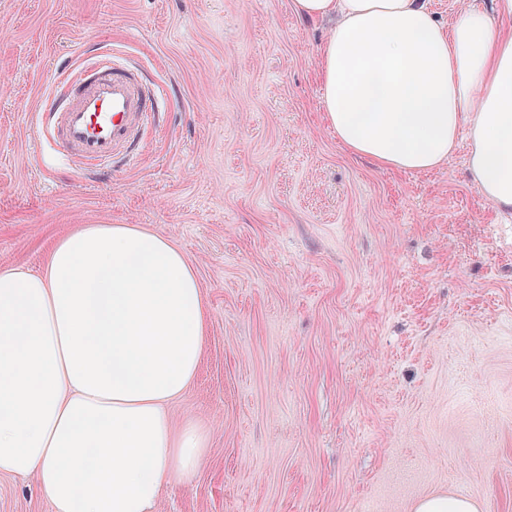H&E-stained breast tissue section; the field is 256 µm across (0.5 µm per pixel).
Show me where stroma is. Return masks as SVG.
<instances>
[{
	"label": "stroma",
	"instance_id": "stroma-1",
	"mask_svg": "<svg viewBox=\"0 0 512 512\" xmlns=\"http://www.w3.org/2000/svg\"><path fill=\"white\" fill-rule=\"evenodd\" d=\"M325 21L291 0H0V269L80 224L170 238L208 325L174 427L210 433L159 512H512V217L466 143L429 172L353 155L321 110ZM117 54L169 99L138 162L90 175L35 131ZM0 512H53L0 476ZM415 512H478L472 501L447 495H437L422 499L415 507Z\"/></svg>",
	"mask_w": 512,
	"mask_h": 512
}]
</instances>
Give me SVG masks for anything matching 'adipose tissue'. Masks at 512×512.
<instances>
[{
  "instance_id": "obj_1",
  "label": "adipose tissue",
  "mask_w": 512,
  "mask_h": 512,
  "mask_svg": "<svg viewBox=\"0 0 512 512\" xmlns=\"http://www.w3.org/2000/svg\"><path fill=\"white\" fill-rule=\"evenodd\" d=\"M333 20L320 50L321 106L354 155L428 171L468 139L479 194L512 212V0H292ZM207 307L185 254L128 224H82L45 267L0 270V476L33 477L54 512H158L193 478L209 433L174 429ZM487 0H429L431 8L443 23L453 21L455 14L467 3L484 8Z\"/></svg>"
}]
</instances>
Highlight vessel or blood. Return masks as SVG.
I'll return each mask as SVG.
<instances>
[{
  "label": "vessel or blood",
  "instance_id": "1",
  "mask_svg": "<svg viewBox=\"0 0 512 512\" xmlns=\"http://www.w3.org/2000/svg\"><path fill=\"white\" fill-rule=\"evenodd\" d=\"M161 98L132 68L99 56L80 66L46 105V130L58 151L98 172L115 161L136 163L142 140Z\"/></svg>",
  "mask_w": 512,
  "mask_h": 512
}]
</instances>
